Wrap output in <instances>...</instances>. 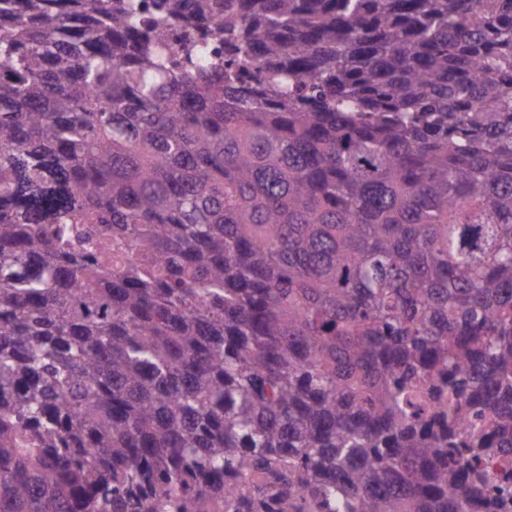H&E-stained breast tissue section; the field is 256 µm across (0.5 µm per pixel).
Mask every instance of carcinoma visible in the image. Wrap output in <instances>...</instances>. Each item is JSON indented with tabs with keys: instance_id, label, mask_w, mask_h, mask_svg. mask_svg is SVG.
Here are the masks:
<instances>
[{
	"instance_id": "carcinoma-1",
	"label": "carcinoma",
	"mask_w": 512,
	"mask_h": 512,
	"mask_svg": "<svg viewBox=\"0 0 512 512\" xmlns=\"http://www.w3.org/2000/svg\"><path fill=\"white\" fill-rule=\"evenodd\" d=\"M509 454L512 0H0V512H494Z\"/></svg>"
}]
</instances>
